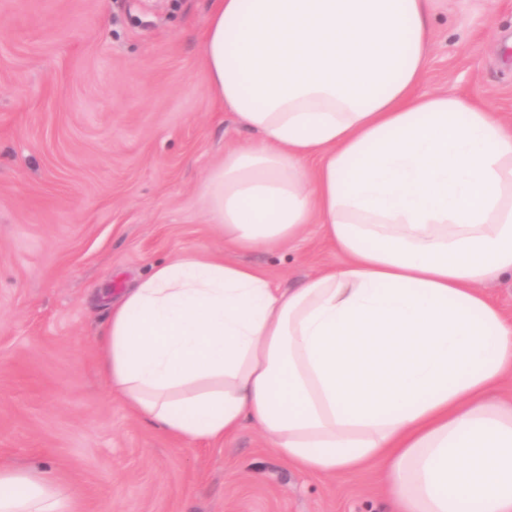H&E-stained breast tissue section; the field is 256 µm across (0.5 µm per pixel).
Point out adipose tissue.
Returning <instances> with one entry per match:
<instances>
[{
  "label": "adipose tissue",
  "instance_id": "1",
  "mask_svg": "<svg viewBox=\"0 0 512 512\" xmlns=\"http://www.w3.org/2000/svg\"><path fill=\"white\" fill-rule=\"evenodd\" d=\"M435 0H213L215 98L258 135L210 178L227 257L184 251L110 308L114 397L166 435L259 428L288 463L379 467L393 512H512V125L422 90ZM320 225L341 263L274 287L238 252ZM0 512H83L0 467ZM486 295L498 305L505 318L512 321V281L490 284L484 288Z\"/></svg>",
  "mask_w": 512,
  "mask_h": 512
}]
</instances>
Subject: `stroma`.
Instances as JSON below:
<instances>
[{
  "instance_id": "obj_1",
  "label": "stroma",
  "mask_w": 512,
  "mask_h": 512,
  "mask_svg": "<svg viewBox=\"0 0 512 512\" xmlns=\"http://www.w3.org/2000/svg\"><path fill=\"white\" fill-rule=\"evenodd\" d=\"M211 0H0V466L81 488L84 512H388L378 469L289 465L255 427L180 442L113 400L96 343L154 264L222 252L212 171L255 135L202 63ZM426 90L512 123V0H441ZM293 288L342 257L309 225L242 254Z\"/></svg>"
}]
</instances>
